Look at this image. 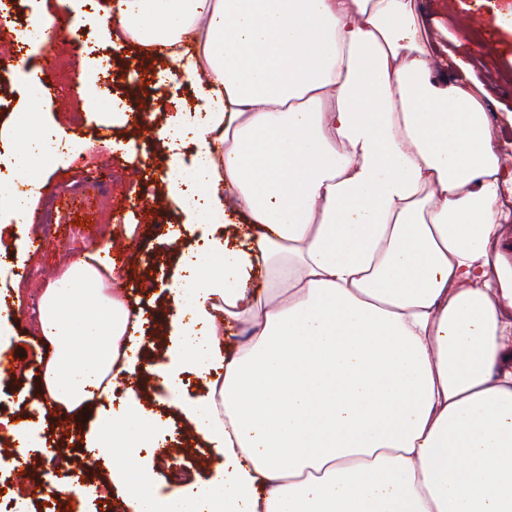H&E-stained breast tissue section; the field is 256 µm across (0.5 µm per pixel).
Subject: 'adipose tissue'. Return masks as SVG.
<instances>
[{"label":"adipose tissue","mask_w":512,"mask_h":512,"mask_svg":"<svg viewBox=\"0 0 512 512\" xmlns=\"http://www.w3.org/2000/svg\"><path fill=\"white\" fill-rule=\"evenodd\" d=\"M101 23L202 83L196 123L155 137L168 196L195 199L170 243L208 227L166 286L167 362L105 249L41 294L38 393L97 406L111 488L132 512H512V155L469 64L415 0H116ZM43 108L0 130L23 237L57 165ZM185 371L204 390L177 409L220 464L165 495L167 420L112 392L147 372L174 395ZM144 343L142 344L141 352L148 355L163 354L166 347L170 345V336L166 331L163 324L157 320L149 318L144 326ZM153 344V347L150 346Z\"/></svg>","instance_id":"ef3b65f1"}]
</instances>
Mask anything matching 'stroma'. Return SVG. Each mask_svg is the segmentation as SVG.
<instances>
[{
	"label": "stroma",
	"instance_id": "35a3bbf8",
	"mask_svg": "<svg viewBox=\"0 0 512 512\" xmlns=\"http://www.w3.org/2000/svg\"><path fill=\"white\" fill-rule=\"evenodd\" d=\"M108 0H97L93 11L87 12L82 26L90 34L95 47L110 60L109 90L125 98L132 112L154 115L156 121L167 120L172 113L171 100L179 98L186 107L199 102L198 87L182 80L161 79L169 63L154 58L151 49L129 41L113 42L104 39L98 25ZM423 9L444 3L448 13L437 38L458 45L460 53L474 65V75L489 91L490 108L495 112L512 111V0H418ZM62 59L67 76L52 74L53 99L45 110V118L59 126L66 136L88 143V150L75 162H61L45 181L36 203V213L56 203L58 194L75 189L78 196L94 204L95 225L84 228L73 226V216L56 211L55 221L63 229L57 239L43 250L31 253L27 262H20L13 219L0 226V293L11 292L14 278H21L24 291L21 302L9 305V323L17 334L11 351L18 368L25 375L24 382L0 379V415L14 419L39 422L41 438L48 446L63 448L67 460L66 471L80 476L87 493L75 500L73 512H103L110 496H93V488L103 487L107 476L88 472L82 467L90 454L84 447V436L97 418L96 411L60 426L54 417H38L34 408L33 390L42 360L49 352L42 336L36 330L31 314V301L39 297L43 283L60 277L69 262L84 250L110 244L104 228L109 224H129L133 230L121 237L120 243L135 255L122 274V282L132 306L148 313L144 326L143 352L162 354L170 344V336L155 316L165 305L164 296L144 291L142 282L153 280L169 282L178 270L175 251L166 242L170 227L183 224L181 210L164 193L163 177L169 169L168 155L150 140L149 132L134 124H105L83 95L70 81L71 75L90 70L93 61L80 52H67ZM123 142L132 145V152L114 150ZM139 198L143 208H120V201ZM148 405L163 417L169 418L170 451L156 469V483L162 493L173 491L170 480L172 463L195 468L200 477L213 476L218 466L209 448L170 404L167 396L155 388H146ZM54 465L37 448L29 449L26 459L18 455L0 456V473L13 477L17 494L14 498L17 512H30L32 500L40 485L47 479Z\"/></svg>",
	"mask_w": 512,
	"mask_h": 512
}]
</instances>
